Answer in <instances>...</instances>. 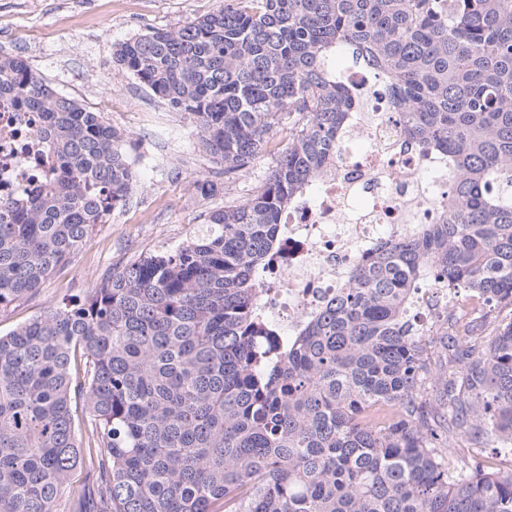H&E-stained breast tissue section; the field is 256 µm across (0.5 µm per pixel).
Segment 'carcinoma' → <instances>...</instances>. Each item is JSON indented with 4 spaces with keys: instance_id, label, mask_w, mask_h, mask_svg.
I'll use <instances>...</instances> for the list:
<instances>
[{
    "instance_id": "cac0c4a2",
    "label": "carcinoma",
    "mask_w": 512,
    "mask_h": 512,
    "mask_svg": "<svg viewBox=\"0 0 512 512\" xmlns=\"http://www.w3.org/2000/svg\"><path fill=\"white\" fill-rule=\"evenodd\" d=\"M340 53L390 82L403 142L454 170L440 223L358 260L277 346L259 275L279 215L336 157ZM115 58L193 119L226 176L285 118L288 139L206 230L0 335V512H512L495 462L512 458V316H417L423 288L512 308V0H224ZM2 94L42 114L54 166L0 200V308L37 294L133 182L121 134L24 59L0 55ZM458 435L491 454L449 466Z\"/></svg>"
}]
</instances>
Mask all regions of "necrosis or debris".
<instances>
[{
	"instance_id": "obj_1",
	"label": "necrosis or debris",
	"mask_w": 512,
	"mask_h": 512,
	"mask_svg": "<svg viewBox=\"0 0 512 512\" xmlns=\"http://www.w3.org/2000/svg\"><path fill=\"white\" fill-rule=\"evenodd\" d=\"M355 98L340 150L279 220L278 247L260 286L264 311L287 341L344 287L353 264L389 240L435 223L448 191L447 156L400 145L387 81L338 72ZM40 113L0 96V197L31 196L52 165Z\"/></svg>"
}]
</instances>
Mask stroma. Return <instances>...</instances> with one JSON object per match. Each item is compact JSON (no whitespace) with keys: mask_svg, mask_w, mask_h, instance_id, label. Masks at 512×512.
<instances>
[{"mask_svg":"<svg viewBox=\"0 0 512 512\" xmlns=\"http://www.w3.org/2000/svg\"><path fill=\"white\" fill-rule=\"evenodd\" d=\"M219 0H0V54L22 57L57 92L100 112L128 141L135 178L129 201L95 225L88 243L39 293L0 310V335L47 306L83 296L108 271L185 242L207 212L242 202L266 172L262 158L248 173L225 179L204 153L188 115L172 111L114 58L117 44L155 28L176 29L211 13ZM224 183L201 198L198 179Z\"/></svg>","mask_w":512,"mask_h":512,"instance_id":"1","label":"stroma"}]
</instances>
